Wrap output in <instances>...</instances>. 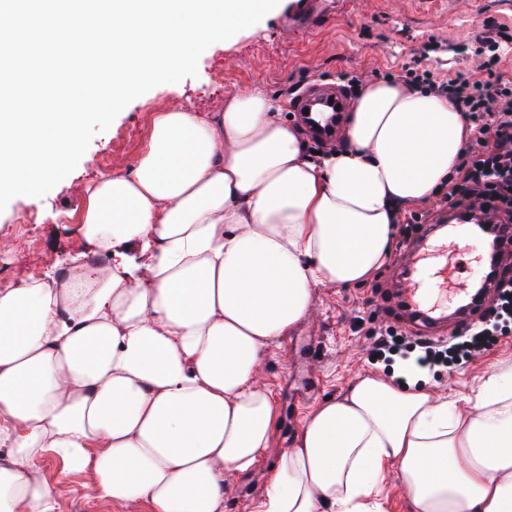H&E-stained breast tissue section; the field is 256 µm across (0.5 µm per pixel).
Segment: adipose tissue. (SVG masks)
Here are the masks:
<instances>
[{"instance_id":"1","label":"adipose tissue","mask_w":512,"mask_h":512,"mask_svg":"<svg viewBox=\"0 0 512 512\" xmlns=\"http://www.w3.org/2000/svg\"><path fill=\"white\" fill-rule=\"evenodd\" d=\"M466 138L448 99L388 80L314 157L258 90L156 113L132 168L81 189L85 248L107 263L0 291V512H55L47 454L103 500L224 512L226 476L270 446L272 346L316 288L383 266L394 203L437 197ZM393 470L412 512H512V369L464 410L356 376L306 415L257 512H374Z\"/></svg>"}]
</instances>
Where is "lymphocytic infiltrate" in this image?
I'll return each mask as SVG.
<instances>
[{
    "label": "lymphocytic infiltrate",
    "mask_w": 512,
    "mask_h": 512,
    "mask_svg": "<svg viewBox=\"0 0 512 512\" xmlns=\"http://www.w3.org/2000/svg\"><path fill=\"white\" fill-rule=\"evenodd\" d=\"M507 35L491 27L474 44L475 69L441 77L422 66H405L399 82L448 98L462 112L469 131L466 146L441 200L461 217L482 224H512V77L501 70ZM497 293L483 321L454 333L452 339L415 338L420 366L448 358L464 360L484 350L493 328L512 324V276H496Z\"/></svg>",
    "instance_id": "f902f5d3"
}]
</instances>
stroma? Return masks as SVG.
<instances>
[{"mask_svg":"<svg viewBox=\"0 0 512 512\" xmlns=\"http://www.w3.org/2000/svg\"><path fill=\"white\" fill-rule=\"evenodd\" d=\"M291 0H280L260 22L235 39L209 46L196 76L157 86L130 102L107 131L96 134L77 167L45 196H18L0 212V289L14 288L49 268H70L82 250L77 215L86 176L127 172L145 146L153 117L167 107L219 111L226 97L259 87L289 110L293 87L311 78L337 81L352 72L386 74L413 58L444 76L473 68L460 47L473 43L483 24L512 28V0H340L323 26L303 32L285 27ZM417 225H397L388 262L368 281L350 288L316 289L313 313L278 346L264 365L277 421L270 449L254 473L226 479L224 512H254L265 475L291 447L310 410L343 395L353 378L374 373L454 398L474 395L495 369L512 367V335L458 368L437 366L403 375V351L371 356L374 331L398 327L390 308L392 263L399 240ZM43 477L61 489L56 512H145L140 503H112L94 497L90 472L67 469L57 458L40 462Z\"/></svg>","mask_w":512,"mask_h":512,"instance_id":"1","label":"stroma"}]
</instances>
